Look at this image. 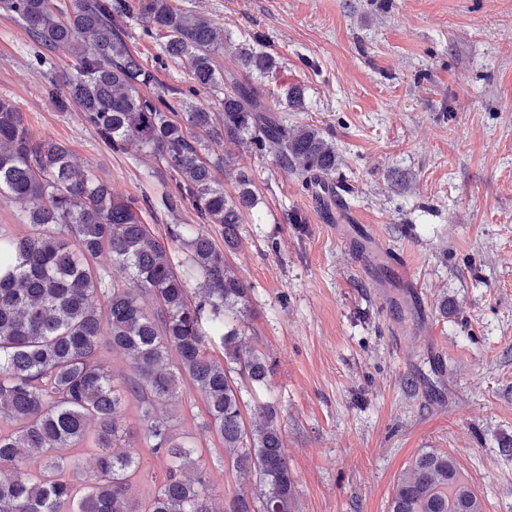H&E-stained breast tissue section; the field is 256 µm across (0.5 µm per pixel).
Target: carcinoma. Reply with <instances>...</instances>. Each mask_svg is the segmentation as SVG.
I'll return each instance as SVG.
<instances>
[{"instance_id": "cac0c4a2", "label": "carcinoma", "mask_w": 512, "mask_h": 512, "mask_svg": "<svg viewBox=\"0 0 512 512\" xmlns=\"http://www.w3.org/2000/svg\"><path fill=\"white\" fill-rule=\"evenodd\" d=\"M0 11L47 51L67 50L73 73L50 80L49 95L65 92L113 150L136 147L164 161L177 189L164 208L191 205L201 223L224 228L227 249L238 245L244 214L258 201L242 169L236 195L224 193L215 170L231 167L230 159L205 155L207 140L254 147L307 186L336 172L333 141L310 125H288L259 94L255 76L275 71V58L242 43L235 50L244 73L219 71L223 33L171 0H140L144 28L164 32L162 55L187 62L196 86L224 90L215 112L180 89L149 91L156 79L130 46L127 0H75L70 11L53 0H0ZM304 104L300 85L278 101L293 111ZM178 112L181 123L171 119ZM0 196L29 224L23 236L0 225V512H294L281 415L274 403L257 402L244 422L234 378L261 390L273 365L245 341L248 288L209 234L188 228L157 238L137 201L78 169L68 147L36 137L2 97ZM126 278L138 287H126ZM105 344L132 362L120 387L101 356ZM185 379L206 402L224 461L256 475L254 490L219 507L196 448L153 414L154 403L179 400ZM132 398L142 441L165 463L159 474L142 470L136 450L117 451L130 434ZM90 434L98 475L88 482L81 457L59 450ZM141 479L153 483L144 500L134 494ZM389 512L486 506L454 455L428 450L398 477Z\"/></svg>"}]
</instances>
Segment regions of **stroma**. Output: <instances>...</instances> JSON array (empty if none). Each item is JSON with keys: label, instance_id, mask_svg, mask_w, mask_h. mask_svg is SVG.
<instances>
[{"label": "stroma", "instance_id": "obj_1", "mask_svg": "<svg viewBox=\"0 0 512 512\" xmlns=\"http://www.w3.org/2000/svg\"><path fill=\"white\" fill-rule=\"evenodd\" d=\"M232 44L261 38L278 69L261 87L306 89L292 125L336 144L348 222L270 155L210 143L253 179L227 263L250 290L246 341L274 365L266 395L283 422L295 512H388L399 474L434 448L460 461L488 512H512V0H172ZM130 44L167 86L162 34L128 19ZM70 59L0 12V96L33 134L65 143L78 168L137 201L156 235L196 224L170 212L166 164L113 151L83 112L48 95ZM306 221L290 223L293 212ZM372 225L419 283L385 265L366 276L344 241ZM175 433L200 448L217 498L251 491L228 468L205 404L183 385Z\"/></svg>", "mask_w": 512, "mask_h": 512}]
</instances>
